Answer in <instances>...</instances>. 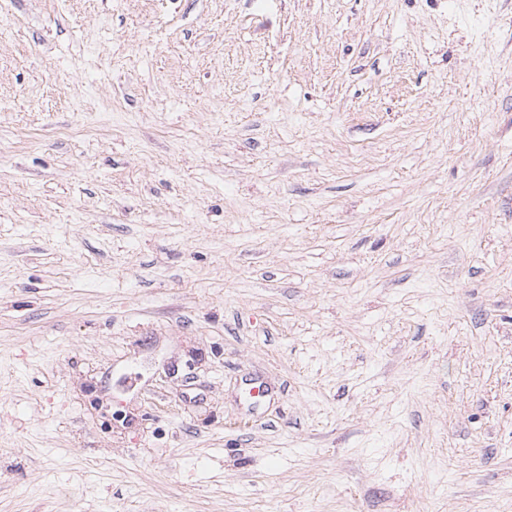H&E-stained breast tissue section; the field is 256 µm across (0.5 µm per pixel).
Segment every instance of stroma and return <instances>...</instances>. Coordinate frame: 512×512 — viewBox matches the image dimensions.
<instances>
[{"label":"stroma","instance_id":"stroma-1","mask_svg":"<svg viewBox=\"0 0 512 512\" xmlns=\"http://www.w3.org/2000/svg\"><path fill=\"white\" fill-rule=\"evenodd\" d=\"M0 512H512V0H0Z\"/></svg>","mask_w":512,"mask_h":512}]
</instances>
